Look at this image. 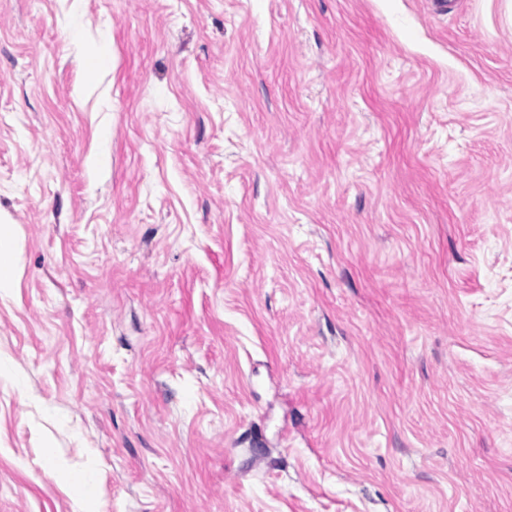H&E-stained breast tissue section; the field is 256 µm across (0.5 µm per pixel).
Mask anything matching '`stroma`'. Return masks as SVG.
Returning <instances> with one entry per match:
<instances>
[{"mask_svg":"<svg viewBox=\"0 0 512 512\" xmlns=\"http://www.w3.org/2000/svg\"><path fill=\"white\" fill-rule=\"evenodd\" d=\"M454 2L0 0V512H512V0Z\"/></svg>","mask_w":512,"mask_h":512,"instance_id":"obj_1","label":"stroma"}]
</instances>
